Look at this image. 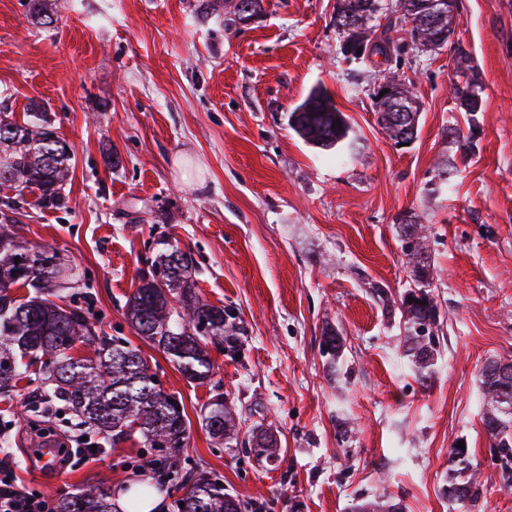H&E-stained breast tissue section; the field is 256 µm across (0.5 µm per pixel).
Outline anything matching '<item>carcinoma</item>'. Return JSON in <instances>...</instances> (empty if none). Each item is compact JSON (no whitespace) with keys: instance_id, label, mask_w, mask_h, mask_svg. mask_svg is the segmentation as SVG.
I'll list each match as a JSON object with an SVG mask.
<instances>
[{"instance_id":"obj_1","label":"carcinoma","mask_w":512,"mask_h":512,"mask_svg":"<svg viewBox=\"0 0 512 512\" xmlns=\"http://www.w3.org/2000/svg\"><path fill=\"white\" fill-rule=\"evenodd\" d=\"M336 25H349L343 35L342 53L353 60L371 54L389 60L400 57L403 47L388 38L374 37V24L381 11V0H338ZM426 0H399L401 20L410 24L413 44L439 49L448 43L455 29L456 4H451L435 24L424 22ZM205 13L228 10L238 21L251 20L261 11V0H202ZM456 80L450 92L462 112L473 114L482 108V83L471 65L468 52L456 47ZM384 83L397 94L394 99L377 101L378 122L391 139L399 134L396 115L405 108L404 124L415 131L418 106L413 91L393 74ZM305 111L291 112L289 123L308 143L330 150L348 140L349 126L318 89L302 103ZM51 127L44 112L34 113V121L21 125L0 111V186L22 193L40 191L39 203L59 208L66 204L63 186L73 177L70 149ZM8 212L0 215V397L14 393L18 383L30 378L29 367L41 363L42 378L33 389L38 400L61 405L75 417V425L100 433L111 432L110 442L139 434L152 450L153 467L165 469L169 480L178 479L182 448L186 447L190 421L185 408H177L156 389L157 375L141 349L129 341L108 339L98 329L93 300L83 305L60 304L65 289L55 287L59 279H72L73 268L51 244L31 247L19 233L18 207L8 199ZM401 248L410 266L414 287L400 300L403 321L400 337L404 356L415 368L422 383L430 382L439 356L437 304L430 287L436 268L430 262L427 227L416 214L406 216L399 226ZM21 262H15V258ZM151 277H139V284L126 301V317L136 334L162 351L188 382L204 384L211 380L213 366L208 344L224 348L231 355L239 352L241 328L224 308L201 299L195 288L192 263L179 248L169 246L159 252L152 264ZM28 288V295L17 298L11 289ZM207 321L201 333L198 323ZM347 340L332 325L322 334L321 353L325 367L333 375L343 371ZM81 345L92 357H75L72 350ZM502 359L486 361L480 372L484 401L483 425L493 439V447L512 456V373L503 371ZM239 420L232 405L217 395L208 403L202 427L218 445L229 443ZM249 444L255 458L272 463L280 458L273 433L262 425L253 427ZM484 482L473 469L470 450L453 447L448 453V479L441 493L449 502L475 509L483 498ZM184 507L177 512H245L243 501L224 491L218 479H196L181 498ZM56 512H112L108 489L88 485L57 503ZM351 512H402L399 501L366 500L352 505Z\"/></svg>"}]
</instances>
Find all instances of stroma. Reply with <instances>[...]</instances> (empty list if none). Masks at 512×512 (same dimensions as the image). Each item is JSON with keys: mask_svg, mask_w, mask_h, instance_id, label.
<instances>
[{"mask_svg": "<svg viewBox=\"0 0 512 512\" xmlns=\"http://www.w3.org/2000/svg\"><path fill=\"white\" fill-rule=\"evenodd\" d=\"M198 2L51 0L45 26L32 0H0V106L24 122L39 104L74 164L65 208L26 194L24 237L71 261L105 334L156 362L191 422L178 480L153 492L160 512H175L202 474L246 512H350L382 495L404 512H462L440 493L460 442L486 482L481 512H512V458L491 446L479 381L487 359H512V0H458L452 43L432 51L411 45L397 0H384L376 33L407 44L398 67L344 58L337 0H263L260 18L236 26ZM458 43L483 82L472 115L449 92ZM392 68L419 106L404 146L377 122L374 92ZM316 86L351 126L329 151L288 125ZM410 213L430 229L438 272L440 357L425 385L402 354L398 318L373 294L397 301L412 285L398 229ZM164 242L191 256L201 298L242 328L240 357L210 349L204 384L188 383L125 316ZM328 324L347 340L344 378L323 366ZM217 394L277 435V462L209 439L200 412ZM31 405L25 383L0 401V458L18 485L57 500L91 483L118 505L150 482L134 439L84 464H30L42 445Z\"/></svg>", "mask_w": 512, "mask_h": 512, "instance_id": "35a3bbf8", "label": "stroma"}]
</instances>
